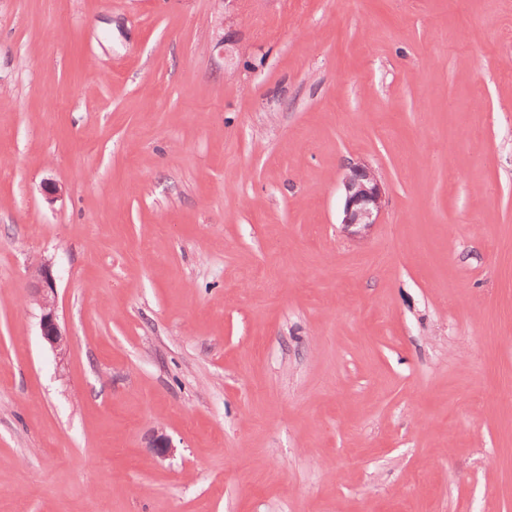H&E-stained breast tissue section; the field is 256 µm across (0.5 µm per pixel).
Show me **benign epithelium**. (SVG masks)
Wrapping results in <instances>:
<instances>
[{
    "mask_svg": "<svg viewBox=\"0 0 512 512\" xmlns=\"http://www.w3.org/2000/svg\"><path fill=\"white\" fill-rule=\"evenodd\" d=\"M342 187L344 228H367L378 223L385 203V191L375 171L365 164H350L344 173ZM55 290V278L50 266L43 263L34 265L30 295L40 310L41 336L52 349L61 352L67 348L68 341L59 325ZM149 447L160 457L174 451L169 437L159 431L152 435Z\"/></svg>",
    "mask_w": 512,
    "mask_h": 512,
    "instance_id": "obj_1",
    "label": "benign epithelium"
}]
</instances>
